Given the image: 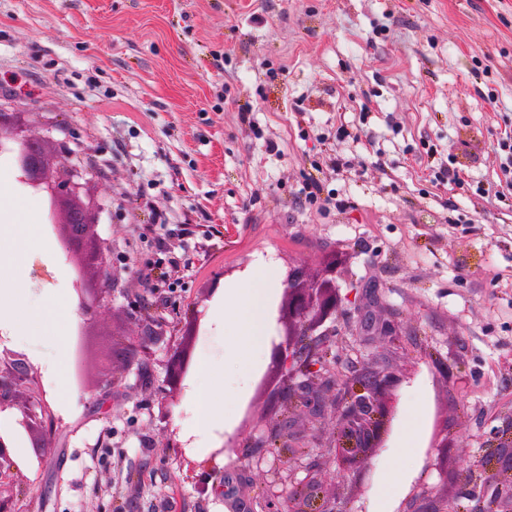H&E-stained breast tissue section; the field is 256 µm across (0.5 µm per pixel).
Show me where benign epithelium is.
<instances>
[{
	"instance_id": "1",
	"label": "benign epithelium",
	"mask_w": 512,
	"mask_h": 512,
	"mask_svg": "<svg viewBox=\"0 0 512 512\" xmlns=\"http://www.w3.org/2000/svg\"><path fill=\"white\" fill-rule=\"evenodd\" d=\"M5 141L18 143L25 180L50 194L53 223L66 244L69 261L82 269L89 261H96L106 285L102 292H111L105 247L96 243L93 252L86 250L87 239L92 236L91 225L83 208L72 202L78 193L74 175L62 163L50 165L34 143L0 126V144ZM337 274L334 262L314 279L303 278L296 267L288 269L283 298L277 308V323L284 328L285 340L271 350L272 367L288 386L273 400L298 411L304 423L288 418L271 427L267 435L251 437V446L257 449L268 447L272 441L288 449L287 457L272 463L275 479L266 486L265 496L258 503L261 512H342L337 499L320 494L318 481L313 477L296 478L305 469L298 448L305 444L306 433L319 428L324 417L331 415L335 432L349 435L343 444L345 450L339 455L347 467L358 469L367 463L372 449L381 445L386 423L393 420L389 394L396 380L391 375L373 362L358 364L338 356L320 358L319 349L336 333L359 336V325L352 317L361 320L365 316L356 292L342 296L336 291ZM132 320L139 325V332L123 340L122 345L133 343L146 353L163 336L162 328L150 317L140 315ZM184 353L179 347L168 361L167 383L173 395L183 389L180 365ZM34 382L33 368L23 353L0 352V412L17 408L21 414L17 424L29 435L35 451L42 453L49 448L44 439L43 420L35 403L22 396ZM489 437L490 445L496 448L495 471L505 482L491 495L469 497L473 502L469 512H512V413L501 416L500 424L491 428ZM15 468L13 435L0 433V484L13 475ZM410 506V512H451L447 499L423 489L412 493Z\"/></svg>"
}]
</instances>
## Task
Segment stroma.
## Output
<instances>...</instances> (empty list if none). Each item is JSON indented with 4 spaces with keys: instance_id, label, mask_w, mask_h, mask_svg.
Returning <instances> with one entry per match:
<instances>
[{
    "instance_id": "35a3bbf8",
    "label": "stroma",
    "mask_w": 512,
    "mask_h": 512,
    "mask_svg": "<svg viewBox=\"0 0 512 512\" xmlns=\"http://www.w3.org/2000/svg\"><path fill=\"white\" fill-rule=\"evenodd\" d=\"M0 113L74 171L115 284L85 320L46 196L0 152V211L44 242L22 256V293L62 299L75 312L66 336L87 324L89 349L80 387L54 339H19L0 284V348L37 370L51 430L48 454L15 450L19 471L0 488L15 512H226L233 476L259 512L267 479L250 448L220 447L266 432L289 267L312 278L339 251L337 288L361 282L365 306L398 315L397 340L358 348L397 377L398 415L362 470L327 458L323 488L343 512H402L422 485L457 502L445 473L485 455L512 409V205L468 187L495 179L493 147L512 128V0H0ZM331 154L348 169L333 172ZM450 161L460 185L434 178ZM311 178L348 208L309 206ZM262 265L275 278L266 345L247 358L231 348L233 298ZM162 276L168 292H150ZM135 308L165 337L130 358L112 337L137 333ZM196 313L195 357L223 365L228 392L204 437L191 428L199 377L178 402L165 391ZM174 427L182 457L166 446Z\"/></svg>"
}]
</instances>
